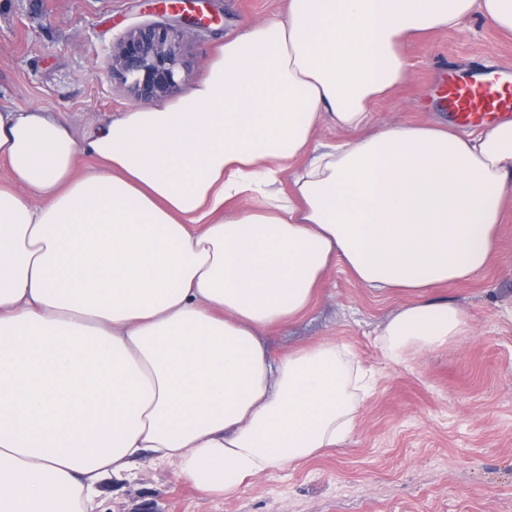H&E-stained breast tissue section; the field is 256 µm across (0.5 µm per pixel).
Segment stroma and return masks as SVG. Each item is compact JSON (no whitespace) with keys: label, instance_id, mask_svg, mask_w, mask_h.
Masks as SVG:
<instances>
[{"label":"stroma","instance_id":"35a3bbf8","mask_svg":"<svg viewBox=\"0 0 512 512\" xmlns=\"http://www.w3.org/2000/svg\"><path fill=\"white\" fill-rule=\"evenodd\" d=\"M287 0H197L206 29L182 47V84L197 80L227 33L284 13ZM160 0H0V107L39 106L77 141L136 105L107 65L128 31L162 22ZM406 85L372 106L379 122L455 116L450 77L512 66V36L480 20L407 49ZM474 324L450 348L386 362L375 340L399 299H376L331 270L307 314L272 330L273 356L321 340L351 345L375 375L352 438L275 469L233 497L200 492L174 467L141 465L104 487L96 512H512V214L480 277L442 288Z\"/></svg>","mask_w":512,"mask_h":512}]
</instances>
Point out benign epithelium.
Listing matches in <instances>:
<instances>
[{"label": "benign epithelium", "instance_id": "obj_1", "mask_svg": "<svg viewBox=\"0 0 512 512\" xmlns=\"http://www.w3.org/2000/svg\"><path fill=\"white\" fill-rule=\"evenodd\" d=\"M174 13H179V9H174ZM178 22L183 24L179 30L161 22L135 28L112 48V77L127 85L135 98L153 100L179 90L176 75L181 62V41L188 38L189 29L203 28L205 24L184 13Z\"/></svg>", "mask_w": 512, "mask_h": 512}]
</instances>
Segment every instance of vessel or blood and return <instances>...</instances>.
Instances as JSON below:
<instances>
[{
  "instance_id": "vessel-or-blood-1",
  "label": "vessel or blood",
  "mask_w": 512,
  "mask_h": 512,
  "mask_svg": "<svg viewBox=\"0 0 512 512\" xmlns=\"http://www.w3.org/2000/svg\"><path fill=\"white\" fill-rule=\"evenodd\" d=\"M449 108L462 120L512 112V83L477 74L452 78L445 94Z\"/></svg>"
}]
</instances>
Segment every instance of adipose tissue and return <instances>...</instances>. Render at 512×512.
<instances>
[{
	"mask_svg": "<svg viewBox=\"0 0 512 512\" xmlns=\"http://www.w3.org/2000/svg\"><path fill=\"white\" fill-rule=\"evenodd\" d=\"M477 18L512 36V0H288L85 144L0 108V512H93L144 462L233 496L343 446L370 393L356 355L266 342L332 268L403 296L390 362L472 332L436 291L499 250L512 119L381 126L370 106L407 82L413 41Z\"/></svg>",
	"mask_w": 512,
	"mask_h": 512,
	"instance_id": "1",
	"label": "adipose tissue"
}]
</instances>
